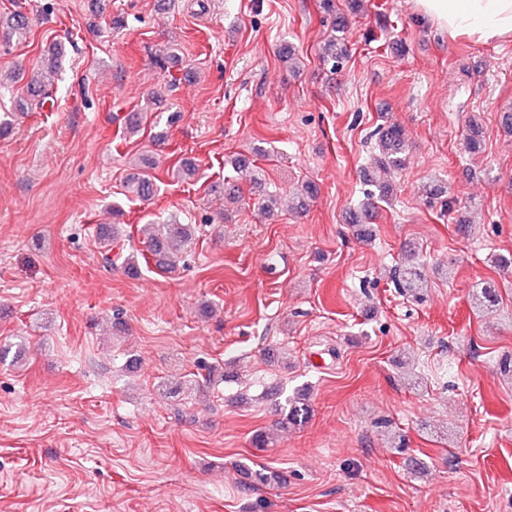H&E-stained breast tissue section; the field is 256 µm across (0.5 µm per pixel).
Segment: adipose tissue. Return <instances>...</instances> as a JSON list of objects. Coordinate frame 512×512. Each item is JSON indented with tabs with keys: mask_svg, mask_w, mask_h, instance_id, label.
<instances>
[{
	"mask_svg": "<svg viewBox=\"0 0 512 512\" xmlns=\"http://www.w3.org/2000/svg\"><path fill=\"white\" fill-rule=\"evenodd\" d=\"M450 38L490 44L512 38V0H414Z\"/></svg>",
	"mask_w": 512,
	"mask_h": 512,
	"instance_id": "adipose-tissue-1",
	"label": "adipose tissue"
}]
</instances>
